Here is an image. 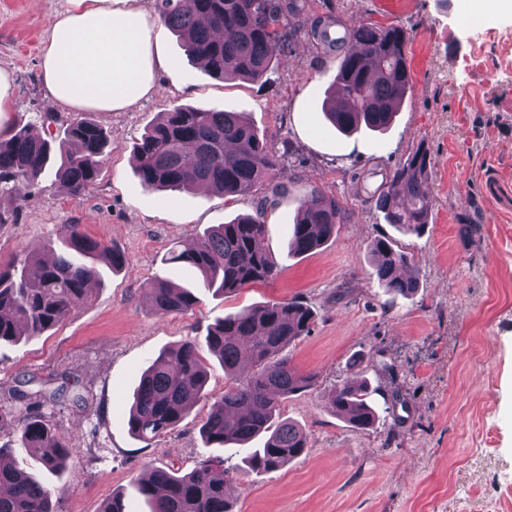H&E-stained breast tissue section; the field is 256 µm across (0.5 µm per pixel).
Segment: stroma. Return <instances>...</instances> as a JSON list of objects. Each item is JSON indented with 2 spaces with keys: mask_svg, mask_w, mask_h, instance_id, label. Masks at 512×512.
I'll list each match as a JSON object with an SVG mask.
<instances>
[{
  "mask_svg": "<svg viewBox=\"0 0 512 512\" xmlns=\"http://www.w3.org/2000/svg\"><path fill=\"white\" fill-rule=\"evenodd\" d=\"M465 0H307L311 17L340 26L399 25L410 34L412 90L383 133L340 134L322 105L341 51L289 30L266 84L215 78L164 32L170 59L158 92L126 112L94 113L111 146L97 181L65 192L47 169L37 181L0 190V266L27 250L61 254L65 227L124 252L121 269L98 263L89 300L44 335L0 343V413L31 408L68 441L64 471L50 472L25 449L13 457L51 488L55 512H100L113 493L126 512H150L136 488L146 470L189 473L224 457L234 512H512V13L489 5L468 27ZM48 30L33 0H0V68L14 78L11 122L64 138L69 110L41 80ZM245 113L281 157L270 184L227 197L143 188L133 146L176 105ZM58 114L57 124L46 121ZM431 153L433 208L421 235L387 224L375 191L418 144ZM346 214L335 238L313 254L288 247L297 209L312 188ZM263 210L265 248L281 272L218 297L199 272L169 263L216 224ZM389 237L410 253L419 288L408 298L381 288L367 246ZM163 278L196 303L161 315L142 288ZM300 300L315 312L310 335L287 349L315 386L280 405L308 446L282 468L257 474L247 450L215 449L200 426L227 380L206 356L209 397L174 431L144 442L126 416L141 372L184 339H204L227 314L269 301ZM366 379L379 419L352 427L325 394Z\"/></svg>",
  "mask_w": 512,
  "mask_h": 512,
  "instance_id": "obj_1",
  "label": "stroma"
}]
</instances>
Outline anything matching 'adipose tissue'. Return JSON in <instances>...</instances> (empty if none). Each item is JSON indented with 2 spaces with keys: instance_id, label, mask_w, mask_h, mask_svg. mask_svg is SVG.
Instances as JSON below:
<instances>
[{
  "instance_id": "obj_1",
  "label": "adipose tissue",
  "mask_w": 512,
  "mask_h": 512,
  "mask_svg": "<svg viewBox=\"0 0 512 512\" xmlns=\"http://www.w3.org/2000/svg\"><path fill=\"white\" fill-rule=\"evenodd\" d=\"M50 40L42 55L53 103L75 112H123L158 89L166 66L162 26L146 0H69L45 14Z\"/></svg>"
}]
</instances>
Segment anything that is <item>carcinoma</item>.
Segmentation results:
<instances>
[{"label": "carcinoma", "mask_w": 512, "mask_h": 512, "mask_svg": "<svg viewBox=\"0 0 512 512\" xmlns=\"http://www.w3.org/2000/svg\"><path fill=\"white\" fill-rule=\"evenodd\" d=\"M156 9L161 23L183 39L189 56L225 80L270 81L290 24L307 31L324 50L345 48L323 102L326 118L342 133L362 126L371 131L388 128L411 91L409 33L401 26L360 23L337 36L336 20L310 19L301 0H156ZM108 146L107 132L87 116L71 117L58 144L16 125L9 137H0V183L34 181L58 150L56 175L77 196L97 180ZM134 153L141 185L147 189L191 190L206 184L226 196L250 193L280 162L241 113L184 105L145 128ZM430 161L428 148L418 144L375 199L387 223L407 233L417 234L429 223ZM345 213L336 197L311 189L294 220L292 251L307 255L319 249L336 234ZM265 231L258 210L209 228L193 248L174 249L165 261L186 263L201 274L205 287L232 294L278 276L275 258L262 246ZM64 240L68 252L51 262L33 251L20 263L0 269V342L43 335L89 299L88 284L98 274V262L114 269L125 264L123 253L86 236L76 224L68 226ZM368 251L377 281L387 292L410 296L417 290V280L404 273L412 262L409 253L386 238L372 240ZM142 293L164 315L184 313L196 300L189 289L165 280L147 283ZM314 322V312L304 303L275 301L226 315L210 327L204 346L223 364L230 383L200 427L206 444L222 448L264 435L263 447L247 457L257 474L275 471L304 452L303 430L275 416L283 400L316 384V374L297 372L283 355L292 341L309 335ZM201 346L187 338L143 372L128 411L131 434L152 441L173 431L206 395L208 370ZM369 395L367 382L346 383L329 394L328 404L355 427L366 429L376 420ZM17 421V443L0 444V486L7 489L0 495V512H54L49 488L33 473L1 461L18 446L46 470L57 472L66 468L69 448L42 417L21 413ZM225 474L224 458L209 457L192 473L154 468L137 483L152 501V512H232Z\"/></svg>", "instance_id": "1"}]
</instances>
